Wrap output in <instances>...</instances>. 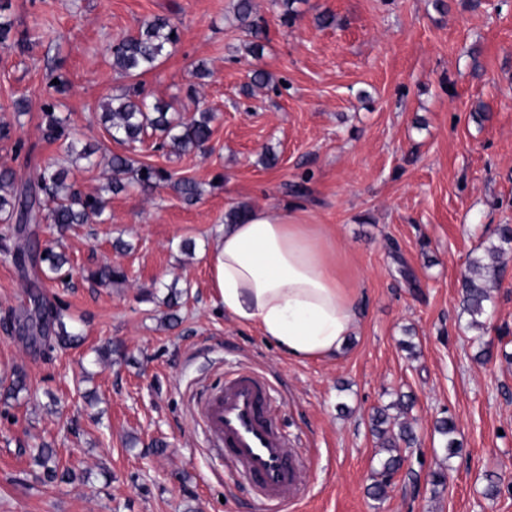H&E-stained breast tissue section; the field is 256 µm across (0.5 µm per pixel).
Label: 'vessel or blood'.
<instances>
[{"instance_id": "vessel-or-blood-1", "label": "vessel or blood", "mask_w": 512, "mask_h": 512, "mask_svg": "<svg viewBox=\"0 0 512 512\" xmlns=\"http://www.w3.org/2000/svg\"><path fill=\"white\" fill-rule=\"evenodd\" d=\"M198 419L211 446L269 512H292L306 471L273 407L267 378L244 370L202 394Z\"/></svg>"}]
</instances>
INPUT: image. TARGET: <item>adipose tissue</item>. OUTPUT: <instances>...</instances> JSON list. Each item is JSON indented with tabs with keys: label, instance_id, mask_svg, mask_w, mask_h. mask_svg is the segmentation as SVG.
<instances>
[{
	"label": "adipose tissue",
	"instance_id": "adipose-tissue-1",
	"mask_svg": "<svg viewBox=\"0 0 512 512\" xmlns=\"http://www.w3.org/2000/svg\"><path fill=\"white\" fill-rule=\"evenodd\" d=\"M210 266L225 316L290 359L335 358L358 327V294L339 272L336 238L301 213L251 209L216 237Z\"/></svg>",
	"mask_w": 512,
	"mask_h": 512
}]
</instances>
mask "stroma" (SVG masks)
Masks as SVG:
<instances>
[{"mask_svg":"<svg viewBox=\"0 0 512 512\" xmlns=\"http://www.w3.org/2000/svg\"><path fill=\"white\" fill-rule=\"evenodd\" d=\"M4 2L16 32L38 41L30 52L0 49V123L13 130L0 140V168L19 179L61 155L42 124L55 71L69 81L63 113L101 146L96 165L78 162L70 178L100 192L108 157L124 151L98 121L127 84L111 47L155 15L171 18L180 40L141 77L145 94L217 118L206 152L163 155L148 137L133 153L200 183L196 203L164 186L110 196L102 222L63 234L32 225L40 246L67 254L63 283L0 253V512H260L194 418L201 392L242 369L270 380L305 461L295 512H512V251L483 329L461 304L469 258L512 224V0L494 12L484 0H294L289 21L281 0H253L257 57L236 0ZM322 15L330 26H318ZM200 62L210 75L198 80ZM257 70L265 87L250 85ZM268 149L272 167L260 161ZM240 205L301 209L335 232L362 304L336 360L290 361L225 317L210 253ZM104 264L124 280H91ZM34 297L61 309L81 341L61 348L53 333L28 335ZM484 343L491 357L481 362ZM16 371L26 388L14 399L5 389ZM402 393L414 398L405 415ZM380 406L392 423H411L418 443L376 500L368 488L383 451L370 417ZM448 415L461 445L451 458L434 432ZM44 443L74 479L44 480L29 456ZM441 470L437 493L430 474ZM490 474L503 484L494 498Z\"/></svg>","mask_w":512,"mask_h":512,"instance_id":"35a3bbf8","label":"stroma"}]
</instances>
